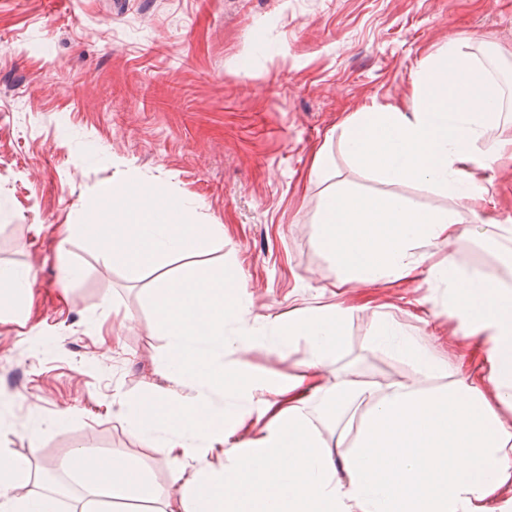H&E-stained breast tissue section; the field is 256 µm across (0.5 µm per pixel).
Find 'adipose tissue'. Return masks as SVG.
<instances>
[{"instance_id":"ef3b65f1","label":"adipose tissue","mask_w":512,"mask_h":512,"mask_svg":"<svg viewBox=\"0 0 512 512\" xmlns=\"http://www.w3.org/2000/svg\"><path fill=\"white\" fill-rule=\"evenodd\" d=\"M467 42L466 35L452 37L430 56L415 74L409 107L375 104L344 122L341 143L354 165L474 199L475 168L492 167L512 139L496 134L501 90L466 52ZM111 205L110 216L84 230L129 280L158 272L152 304L170 338L160 371L197 390L183 399L146 397L131 408L134 436L162 441L196 464L178 494L153 512H512V423L505 419L512 414V282L462 270L452 257L430 263L427 244L462 238L457 210L336 189L319 216L318 243L342 283H443L458 302L480 364L472 375L426 391L403 382L326 381L349 314L337 305L299 309L287 324H274L277 348L301 337L309 356L295 376L259 378L244 361L256 347L253 336L231 339L224 332L244 310L241 284L183 264L223 239V225L196 223L193 201L144 185L112 194ZM220 352L238 355L235 369L217 360ZM265 394L285 398L286 407L263 431L243 438L228 464L213 469L206 447L242 429L253 399ZM218 396L224 407L216 406ZM355 402L365 410L353 444L332 458L316 422L340 419ZM64 467L85 490L70 512H97L105 496L121 505L144 486L122 454L81 450ZM31 471V460L0 451V512H60L53 494H19Z\"/></svg>"}]
</instances>
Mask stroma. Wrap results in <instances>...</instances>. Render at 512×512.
<instances>
[{"mask_svg":"<svg viewBox=\"0 0 512 512\" xmlns=\"http://www.w3.org/2000/svg\"><path fill=\"white\" fill-rule=\"evenodd\" d=\"M460 32L512 78V0H0V264L30 270L32 296L28 318L0 323V448L25 456L39 442L40 464L72 484L60 465L74 450L121 452L163 498L177 492L174 470L193 469L121 420L142 396L192 393L157 371L170 345L151 303L157 275L128 281L78 230L130 184L193 200L197 223L223 225L197 261L247 287L229 337L258 331L259 315L354 302L332 373L433 390L471 371L447 288L339 284L316 243L323 196L341 182L456 209L471 235L429 245L433 261L512 274V159L478 172L472 206L368 176L340 147L347 116L407 106L421 62ZM325 143L330 176L308 181ZM385 318L445 376L375 345ZM307 356L299 339L247 363L285 378Z\"/></svg>","mask_w":512,"mask_h":512,"instance_id":"1","label":"stroma"}]
</instances>
